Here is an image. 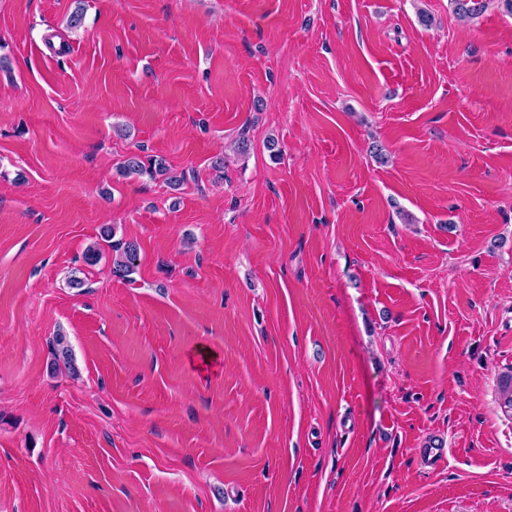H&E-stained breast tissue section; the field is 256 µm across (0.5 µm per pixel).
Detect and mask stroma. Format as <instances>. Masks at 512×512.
I'll use <instances>...</instances> for the list:
<instances>
[{"mask_svg": "<svg viewBox=\"0 0 512 512\" xmlns=\"http://www.w3.org/2000/svg\"><path fill=\"white\" fill-rule=\"evenodd\" d=\"M506 376L503 0H0V512H512ZM120 172L125 176L147 173L152 177H163L173 188L179 186L184 179L183 174H178L163 157L159 156L148 158L146 164L139 156L132 155L124 161L120 167ZM113 258L112 272L119 277H127L134 271L137 259V246L134 242H117L112 244Z\"/></svg>", "mask_w": 512, "mask_h": 512, "instance_id": "35a3bbf8", "label": "stroma"}]
</instances>
